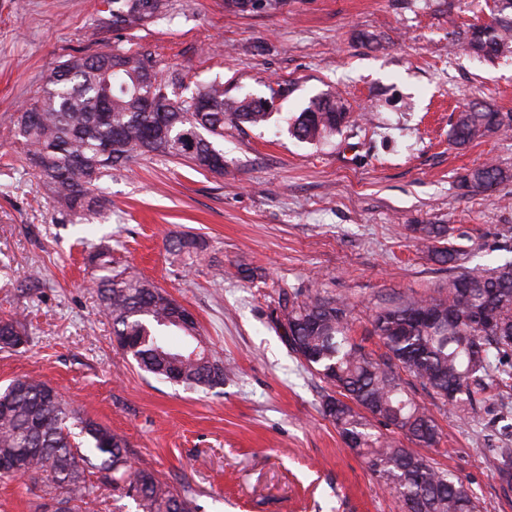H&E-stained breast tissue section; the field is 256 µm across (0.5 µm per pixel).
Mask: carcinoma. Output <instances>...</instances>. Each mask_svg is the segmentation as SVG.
<instances>
[{"label": "carcinoma", "instance_id": "cac0c4a2", "mask_svg": "<svg viewBox=\"0 0 512 512\" xmlns=\"http://www.w3.org/2000/svg\"><path fill=\"white\" fill-rule=\"evenodd\" d=\"M499 17L468 41L478 59H493L509 48L501 31L512 29V0H500ZM112 23L146 24L167 0H111ZM150 80L159 111L147 112L137 87ZM108 100L106 111L97 103ZM36 111L13 120L28 160L54 199L75 212H96L108 200L101 180L138 156L184 158L213 174H224V152L214 140L224 137V123H266L272 113L265 99L228 101L224 84L213 81L184 94L178 81H164L150 59L118 48L92 56H73L46 78L37 92ZM347 113L328 96L313 99L289 132L314 144L335 133ZM500 113L472 108L458 115L450 138L464 146L496 132ZM506 178L493 164L463 179L471 191L488 192ZM448 236L438 224H421L414 239L436 250L452 275L435 295L394 294L381 300L369 334L384 352L375 354L349 336L351 306L319 292H294L281 308L291 349L336 395L324 412L351 450L366 459L378 484L397 495L405 512H479L473 494L420 452L436 448L441 430L428 407L416 400L402 374L419 380L431 396L467 418L480 405L512 389V259L496 265H457L453 243L435 249ZM98 274L89 280L100 312L113 334L129 344L127 354L139 368L165 381L213 388L231 369L202 345L196 320L152 281L112 269V252L92 256ZM29 342L19 316L0 319V350L17 352ZM200 349L193 355L194 349ZM54 388L31 377L14 380L0 391V476H37L41 498L66 506L65 512H95L88 474L96 470L112 487L124 491L136 512H195L193 500L162 480L155 471L133 469L125 443L112 431L82 415ZM377 421L406 436L409 448L379 432ZM79 430L81 445L73 442ZM496 476L504 494L512 492V448H494Z\"/></svg>", "mask_w": 512, "mask_h": 512}]
</instances>
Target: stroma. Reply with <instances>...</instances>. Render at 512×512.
<instances>
[{
    "instance_id": "stroma-1",
    "label": "stroma",
    "mask_w": 512,
    "mask_h": 512,
    "mask_svg": "<svg viewBox=\"0 0 512 512\" xmlns=\"http://www.w3.org/2000/svg\"><path fill=\"white\" fill-rule=\"evenodd\" d=\"M494 0H287L240 12L224 0H168L135 28L112 22L108 0H0V317L26 313L29 343L0 351V388L31 376L122 438L134 466L157 471L198 512H402L366 461L347 448L323 403L329 387L290 348L280 303L299 288L346 300L353 339L380 298L445 287V264L418 250L415 224H444L466 266L512 253V53L471 56L473 27ZM150 55L163 79L220 80L227 97H276L263 127L225 123L224 173L142 155L102 186L109 203L88 217L60 207L27 159L14 116L69 56L109 48ZM351 114L319 144L288 125L313 97ZM478 103L503 128L450 144L458 112ZM508 174L469 193L485 162ZM195 241L184 265L173 243ZM109 246L115 266L153 281L195 317L234 377L190 388L138 368L113 341L88 286V256ZM260 271L248 281L238 264ZM38 281L32 297L20 280ZM500 410V409H499ZM498 409L442 431L426 454L477 496L481 512H512L498 491L493 448H512ZM32 480L0 477V512H35Z\"/></svg>"
}]
</instances>
